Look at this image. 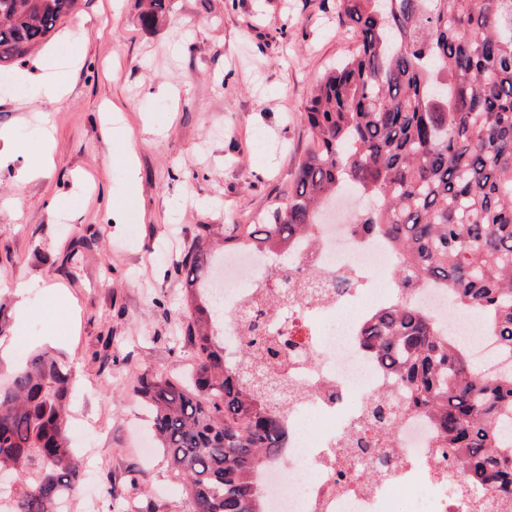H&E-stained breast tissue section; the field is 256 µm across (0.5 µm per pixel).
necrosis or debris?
I'll return each instance as SVG.
<instances>
[{"label":"necrosis or debris","mask_w":512,"mask_h":512,"mask_svg":"<svg viewBox=\"0 0 512 512\" xmlns=\"http://www.w3.org/2000/svg\"><path fill=\"white\" fill-rule=\"evenodd\" d=\"M336 221L322 227L319 240H298L301 264L330 278L347 273L359 285L322 299L289 306L288 330L297 343L288 366L291 380L306 391L288 406V442L261 474L269 512H413L398 510L399 495L427 487L428 512H512V496H480L467 488L449 493L448 478L434 466L429 425L416 414L397 423L394 471L366 482L358 476L339 480L344 441L363 420L364 404L378 393L394 391L392 376L362 347L358 332L367 314L391 299L375 287L381 268L394 256L377 237L355 232V209L336 203ZM259 254H226L214 287L224 305V333H243L246 313L264 288L256 272ZM416 300L440 316L453 337L464 338L472 360L493 367L496 340L468 310L451 306L443 289H420Z\"/></svg>","instance_id":"4bbe7bcc"}]
</instances>
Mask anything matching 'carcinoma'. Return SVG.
I'll list each match as a JSON object with an SVG mask.
<instances>
[{"instance_id": "carcinoma-1", "label": "carcinoma", "mask_w": 512, "mask_h": 512, "mask_svg": "<svg viewBox=\"0 0 512 512\" xmlns=\"http://www.w3.org/2000/svg\"><path fill=\"white\" fill-rule=\"evenodd\" d=\"M146 25L167 0H143ZM80 0H0V69L34 54ZM357 47L318 84L302 118L315 147L297 163L288 201L257 224L224 225V250L293 256L316 238L319 213L353 190L377 199L356 231L398 258V296L366 319L361 344L408 390L405 408L380 394L352 448L364 476L397 465L395 421L428 420L436 468L481 493L512 495V0H337ZM211 226L176 267L207 287ZM442 288L479 313L497 337L503 370L483 371L432 312L413 301ZM271 292L238 343L216 331L224 309L200 298L185 337L197 351L190 379L145 373L135 386L160 447L183 482L190 512H267L260 473L285 447V411L268 384L294 341L270 334ZM71 370L32 355L0 388V472L16 479L9 512H62L83 480L66 434Z\"/></svg>"}]
</instances>
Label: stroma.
<instances>
[{
    "mask_svg": "<svg viewBox=\"0 0 512 512\" xmlns=\"http://www.w3.org/2000/svg\"><path fill=\"white\" fill-rule=\"evenodd\" d=\"M139 4L81 0L61 20L47 42L57 66L83 60L63 100L29 61L0 85V128L17 145L0 163V381L43 347L70 367L68 428L83 432L71 444L87 478L69 512H111L109 485L140 512H188L134 391L144 372L179 376L196 362L192 345L171 342L189 316L174 262L200 225L220 241L225 225L287 200L312 145L301 114L356 43L336 0H169L150 25ZM48 129L52 165L17 182ZM63 303L71 317L59 321Z\"/></svg>",
    "mask_w": 512,
    "mask_h": 512,
    "instance_id": "35a3bbf8",
    "label": "stroma"
}]
</instances>
